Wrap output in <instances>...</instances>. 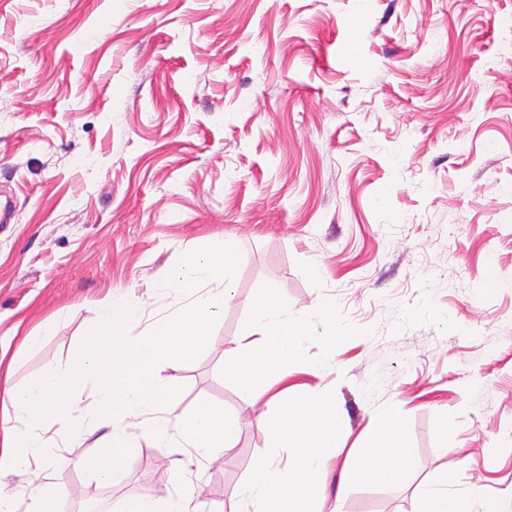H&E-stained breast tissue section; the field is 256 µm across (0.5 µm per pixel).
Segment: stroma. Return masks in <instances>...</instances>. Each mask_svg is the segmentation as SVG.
Segmentation results:
<instances>
[{
    "instance_id": "obj_1",
    "label": "stroma",
    "mask_w": 512,
    "mask_h": 512,
    "mask_svg": "<svg viewBox=\"0 0 512 512\" xmlns=\"http://www.w3.org/2000/svg\"><path fill=\"white\" fill-rule=\"evenodd\" d=\"M8 192L0 429L5 386L68 368L102 301L129 295L143 335L188 302L161 286L182 254L241 251L205 351L160 367L180 410L237 416L223 465L176 480L181 449L133 425L106 483L40 470L57 503L92 485L119 512L183 481L227 508L256 461L293 464L268 430L288 396L251 410L224 373L273 292L305 315L285 387L345 418L319 512H418L441 482L512 512V0H0ZM390 416L414 483L339 488Z\"/></svg>"
}]
</instances>
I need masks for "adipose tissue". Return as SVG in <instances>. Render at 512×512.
I'll return each instance as SVG.
<instances>
[{"mask_svg": "<svg viewBox=\"0 0 512 512\" xmlns=\"http://www.w3.org/2000/svg\"><path fill=\"white\" fill-rule=\"evenodd\" d=\"M248 333L256 337L261 353H242L238 364L273 362L281 367L302 353L301 320L282 306L254 304ZM322 403L317 394L303 399L304 414L297 427L276 439L277 444L297 449L293 465L267 466L259 478L241 490L240 501L264 512L267 503L278 498L287 503L288 512H312V492L328 471L327 451L335 447L343 431L341 412L324 413ZM415 471L416 462L405 446L401 429L389 418L373 446L362 449L355 465L345 471L343 482L348 485L370 480L388 486L404 485L412 480Z\"/></svg>", "mask_w": 512, "mask_h": 512, "instance_id": "adipose-tissue-1", "label": "adipose tissue"}]
</instances>
